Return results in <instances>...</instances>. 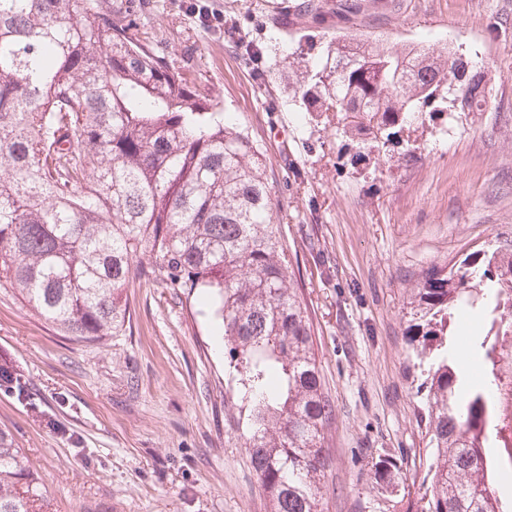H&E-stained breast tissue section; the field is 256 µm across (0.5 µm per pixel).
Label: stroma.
Instances as JSON below:
<instances>
[{"label": "stroma", "mask_w": 512, "mask_h": 512, "mask_svg": "<svg viewBox=\"0 0 512 512\" xmlns=\"http://www.w3.org/2000/svg\"><path fill=\"white\" fill-rule=\"evenodd\" d=\"M224 17L201 24L191 0H149L135 29L191 84L236 116L267 158L281 242L306 303L325 396L323 512H402L381 494L374 465L396 460L418 496L427 436L422 378L409 347L406 304L431 267L512 241V0H203ZM428 41L482 59L486 105L448 136L424 126L417 159L350 165L336 131L305 120L272 71L321 38ZM260 47L254 62L245 44ZM123 288L131 316L84 342L0 284V430L45 477L48 512H271L230 409V357L213 306L149 274Z\"/></svg>", "instance_id": "stroma-1"}]
</instances>
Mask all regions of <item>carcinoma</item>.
Returning <instances> with one entry per match:
<instances>
[{
    "label": "carcinoma",
    "mask_w": 512,
    "mask_h": 512,
    "mask_svg": "<svg viewBox=\"0 0 512 512\" xmlns=\"http://www.w3.org/2000/svg\"><path fill=\"white\" fill-rule=\"evenodd\" d=\"M143 4L0 0V282L84 341L122 328L119 290L143 254L175 288L218 305L235 386L224 400L247 421L251 464L273 512H321L325 432L335 409L321 388L307 305L289 270L266 160L219 101L129 34ZM291 101L336 123L351 161L391 163L421 150L415 125L462 116L448 79L487 99L482 70L453 54L338 35L275 72ZM414 364L424 376L429 465L420 512H512L499 485L512 471V426L495 410V328L512 326V251L471 253L412 289ZM488 323L470 339L485 381L461 392L448 360L453 311ZM399 467L379 460L394 493ZM42 475L0 431V512H47Z\"/></svg>",
    "instance_id": "carcinoma-1"
}]
</instances>
